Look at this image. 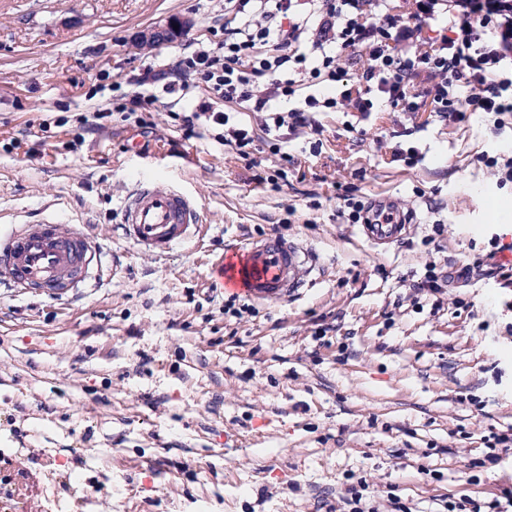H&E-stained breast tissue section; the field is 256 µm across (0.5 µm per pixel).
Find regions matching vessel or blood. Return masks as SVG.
Wrapping results in <instances>:
<instances>
[{"mask_svg": "<svg viewBox=\"0 0 512 512\" xmlns=\"http://www.w3.org/2000/svg\"><path fill=\"white\" fill-rule=\"evenodd\" d=\"M127 237L156 255L185 242L201 223L195 201L173 186L140 179L121 207ZM406 219L367 224L366 238L388 243L401 237ZM101 251L76 224L44 219L19 224L0 237V276L12 287L49 298L63 296L88 279ZM312 272L307 252L296 242L277 235L225 247L213 267L224 290L270 299L295 294Z\"/></svg>", "mask_w": 512, "mask_h": 512, "instance_id": "b4317fda", "label": "vessel or blood"}]
</instances>
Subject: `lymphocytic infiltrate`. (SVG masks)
Masks as SVG:
<instances>
[{"label":"lymphocytic infiltrate","mask_w":512,"mask_h":512,"mask_svg":"<svg viewBox=\"0 0 512 512\" xmlns=\"http://www.w3.org/2000/svg\"><path fill=\"white\" fill-rule=\"evenodd\" d=\"M228 0L232 17L224 25V46L199 44L175 66L166 93L185 90V75L210 84L224 110L200 101L178 113L192 136L204 123L221 128V141L243 159L256 152L261 135L281 130L323 134L321 112L368 116L378 100L396 112L430 106L443 120L468 114L494 115L495 128L512 118V0H408L409 13L394 0ZM452 17L448 35L422 38L426 21ZM365 49L367 66L352 80L342 63L346 50ZM427 86L415 91L413 80ZM339 87L335 96L304 94V85ZM297 100L281 110L284 100ZM264 113L260 129L232 122L230 107ZM358 479L341 497V512H411L395 493L378 497Z\"/></svg>","instance_id":"obj_1"}]
</instances>
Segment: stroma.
Returning a JSON list of instances; mask_svg holds the SVG:
<instances>
[{"label":"stroma","mask_w":512,"mask_h":512,"mask_svg":"<svg viewBox=\"0 0 512 512\" xmlns=\"http://www.w3.org/2000/svg\"><path fill=\"white\" fill-rule=\"evenodd\" d=\"M224 2L0 0V231L54 214L105 252L97 287L0 288V512H322L361 477L436 512L512 489V450L482 462L485 436L512 427V284L488 256L512 225V183L481 160L512 124L324 112L321 152L301 134L282 146L292 164L266 151L249 169L213 129L184 138L185 104L162 90L194 42L223 43ZM172 17L194 25L132 47ZM134 93L154 98L149 137L118 115L85 124ZM396 132L419 148L414 167L393 161ZM281 168L277 185L253 180ZM143 175L197 202L200 238L163 256L122 238ZM351 184L365 205L409 211L407 233L368 241ZM267 234L312 251V281L225 313L213 264ZM432 263L446 286L415 292Z\"/></svg>","instance_id":"1"}]
</instances>
